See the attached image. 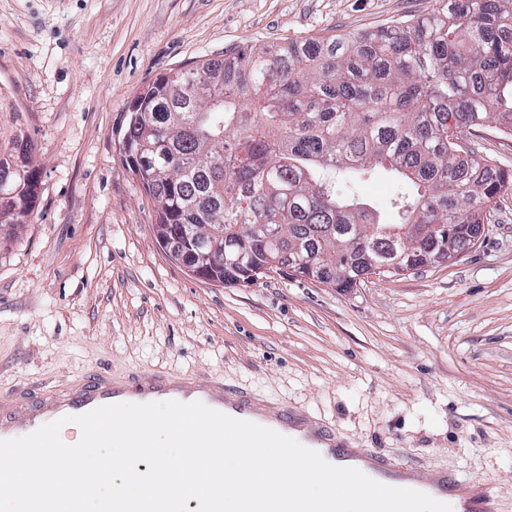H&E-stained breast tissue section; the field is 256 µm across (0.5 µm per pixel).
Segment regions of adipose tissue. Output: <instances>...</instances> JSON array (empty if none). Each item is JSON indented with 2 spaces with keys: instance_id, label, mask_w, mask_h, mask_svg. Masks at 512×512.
<instances>
[{
  "instance_id": "obj_1",
  "label": "adipose tissue",
  "mask_w": 512,
  "mask_h": 512,
  "mask_svg": "<svg viewBox=\"0 0 512 512\" xmlns=\"http://www.w3.org/2000/svg\"><path fill=\"white\" fill-rule=\"evenodd\" d=\"M261 457L266 463L264 473L255 472L250 462ZM329 460L311 452H289L282 448H241L225 455L224 470L229 475L224 484V512H239L243 498L257 489L260 482L288 483L303 496L312 498L336 496L339 512H356L361 489L380 486L390 496H404L410 492L411 483L406 479L389 478L374 483L364 461L348 460L344 463L342 477L331 478Z\"/></svg>"
}]
</instances>
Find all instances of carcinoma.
<instances>
[{
    "label": "carcinoma",
    "instance_id": "cac0c4a2",
    "mask_svg": "<svg viewBox=\"0 0 512 512\" xmlns=\"http://www.w3.org/2000/svg\"><path fill=\"white\" fill-rule=\"evenodd\" d=\"M512 134V0H435L424 16L354 36L246 46L153 81L136 96L121 145L157 200L158 240L198 244L221 284L259 281L275 263L347 291L396 252L395 276L458 257L485 231L505 171L467 149L488 123ZM32 140L0 149V224L19 226L40 183ZM395 174L387 224L353 175Z\"/></svg>",
    "mask_w": 512,
    "mask_h": 512
}]
</instances>
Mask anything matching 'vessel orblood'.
<instances>
[{
    "label": "vessel or blood",
    "mask_w": 512,
    "mask_h": 512,
    "mask_svg": "<svg viewBox=\"0 0 512 512\" xmlns=\"http://www.w3.org/2000/svg\"><path fill=\"white\" fill-rule=\"evenodd\" d=\"M151 403L157 400L181 403L202 402L231 417L270 418L274 431L288 434L298 421L300 412L279 405H258L238 393L225 389L222 381H200L182 376L151 374L131 376L123 380L99 373L66 389L46 396L37 406L17 401L0 407V440L28 435L45 424L64 416L87 413L97 407L130 400ZM245 512H337L335 497L308 501L296 496L288 487L272 486L252 494L246 500ZM359 512H413L400 497H385L373 492L360 501Z\"/></svg>",
    "instance_id": "obj_1"
}]
</instances>
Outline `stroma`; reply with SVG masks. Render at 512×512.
Masks as SVG:
<instances>
[{
    "mask_svg": "<svg viewBox=\"0 0 512 512\" xmlns=\"http://www.w3.org/2000/svg\"><path fill=\"white\" fill-rule=\"evenodd\" d=\"M434 0H0V88L40 195L0 227V404L99 371L170 373L283 404L395 472H441L512 512V191L453 261L340 293L299 276L224 285L154 236L121 149L140 90L240 48L354 34Z\"/></svg>",
    "mask_w": 512,
    "mask_h": 512,
    "instance_id": "1",
    "label": "stroma"
}]
</instances>
